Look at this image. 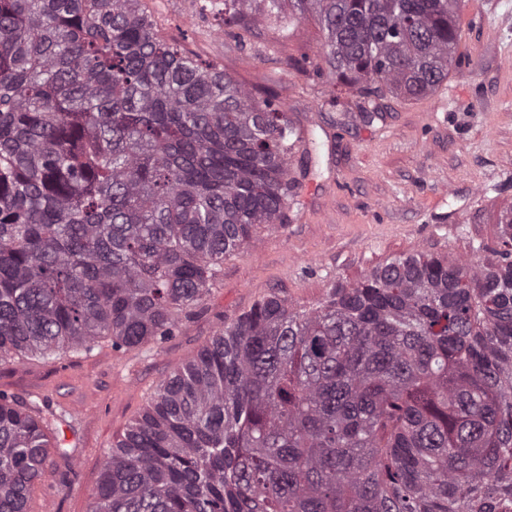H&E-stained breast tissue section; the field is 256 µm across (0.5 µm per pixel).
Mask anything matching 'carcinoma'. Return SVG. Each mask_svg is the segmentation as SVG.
<instances>
[{"instance_id": "carcinoma-1", "label": "carcinoma", "mask_w": 512, "mask_h": 512, "mask_svg": "<svg viewBox=\"0 0 512 512\" xmlns=\"http://www.w3.org/2000/svg\"><path fill=\"white\" fill-rule=\"evenodd\" d=\"M461 0H224L308 18L336 81L448 78ZM301 141L165 40L142 0H0V364L162 342L283 221ZM497 261L403 254L311 309L270 295L162 382L89 512H512V213ZM48 407L0 393V512L51 469Z\"/></svg>"}]
</instances>
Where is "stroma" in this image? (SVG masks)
Masks as SVG:
<instances>
[{
	"instance_id": "obj_1",
	"label": "stroma",
	"mask_w": 512,
	"mask_h": 512,
	"mask_svg": "<svg viewBox=\"0 0 512 512\" xmlns=\"http://www.w3.org/2000/svg\"><path fill=\"white\" fill-rule=\"evenodd\" d=\"M202 0H144L163 38L216 63L242 86L275 92L304 134L289 162L297 182L286 221L261 224L224 270L200 312L174 336L88 356L0 365V391L46 400L66 418L68 457L30 491L28 512H88L104 451L138 418L159 385L222 324L275 294L315 306L399 254L424 252L484 265L500 213L512 207V0H463L458 60L432 93L361 99L337 90L322 61L321 31L306 20L225 30Z\"/></svg>"
}]
</instances>
